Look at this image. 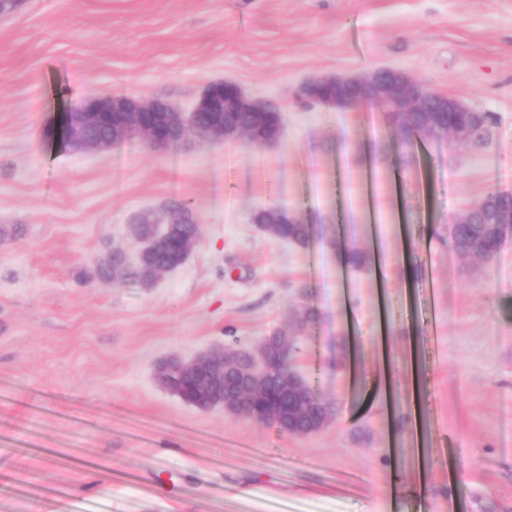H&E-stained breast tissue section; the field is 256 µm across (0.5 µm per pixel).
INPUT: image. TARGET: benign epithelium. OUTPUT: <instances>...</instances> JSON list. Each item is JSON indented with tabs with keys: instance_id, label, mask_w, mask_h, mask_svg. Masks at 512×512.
<instances>
[{
	"instance_id": "1",
	"label": "benign epithelium",
	"mask_w": 512,
	"mask_h": 512,
	"mask_svg": "<svg viewBox=\"0 0 512 512\" xmlns=\"http://www.w3.org/2000/svg\"><path fill=\"white\" fill-rule=\"evenodd\" d=\"M299 97L309 103L328 108L354 109L370 102L400 115L421 114L422 121L436 139L451 138L456 142L483 146L491 131L485 115L465 102L428 89L405 73L392 68H380L369 74L354 77H324L303 84ZM200 112L211 113V121L200 127L196 117ZM281 113L279 107L262 98L244 93L236 84L220 81L210 84L191 111L181 112L160 100L136 98L122 92L89 98L77 105L65 104L57 112L54 122L45 130V137L57 148L78 151H108L120 142L136 139L151 151L174 148L194 138L221 143L227 139L245 136L238 128L236 113ZM446 112H465L467 119L448 128L442 125L441 115ZM112 116L113 136L91 140L86 132L97 125L103 116ZM182 131L181 138L171 130ZM481 213L486 233L498 244L512 239V202L504 206L488 198L481 199L464 210ZM280 346L261 343L251 350L218 348L191 360L174 359L168 384L196 377L204 378L214 391L224 390V396L200 395L201 409L224 407L230 415L251 417V409L258 391L270 378L273 354H278L283 376L288 378V392L299 376L295 351L288 337H281ZM306 406L288 401L284 415L288 422L286 432H300L297 422Z\"/></svg>"
}]
</instances>
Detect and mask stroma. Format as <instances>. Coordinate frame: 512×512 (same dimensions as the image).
Masks as SVG:
<instances>
[{
	"label": "stroma",
	"instance_id": "stroma-1",
	"mask_svg": "<svg viewBox=\"0 0 512 512\" xmlns=\"http://www.w3.org/2000/svg\"><path fill=\"white\" fill-rule=\"evenodd\" d=\"M379 67L491 114L482 147H400L367 104L305 81ZM218 80L278 103L258 148L50 147L62 102L190 110ZM512 192V0H22L0 14V512H512V243L462 258L448 226ZM277 200L307 245L260 230ZM202 238L143 288L86 280L140 212ZM436 290H429V281ZM331 403L319 430L197 409L157 364L291 335ZM428 426L432 462L408 447Z\"/></svg>",
	"mask_w": 512,
	"mask_h": 512
}]
</instances>
